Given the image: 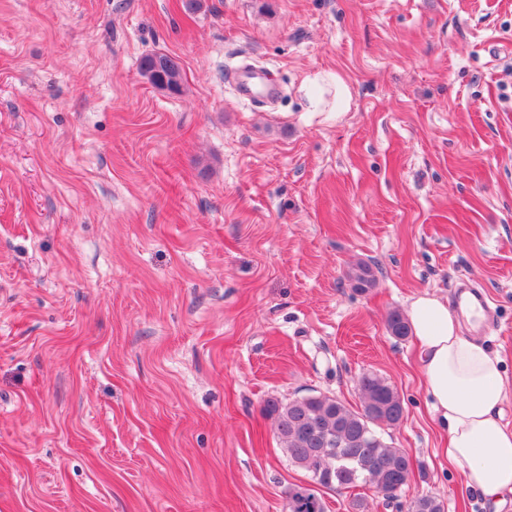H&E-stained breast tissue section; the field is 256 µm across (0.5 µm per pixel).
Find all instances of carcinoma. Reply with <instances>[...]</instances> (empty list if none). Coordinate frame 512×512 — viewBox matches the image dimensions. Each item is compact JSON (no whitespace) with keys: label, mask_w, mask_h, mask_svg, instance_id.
<instances>
[{"label":"carcinoma","mask_w":512,"mask_h":512,"mask_svg":"<svg viewBox=\"0 0 512 512\" xmlns=\"http://www.w3.org/2000/svg\"><path fill=\"white\" fill-rule=\"evenodd\" d=\"M142 75L154 86L178 93L182 86L179 63L170 55L154 51L140 63ZM354 286L373 285L372 268L359 264L350 275ZM389 333L403 339L409 326L394 311L387 318ZM361 409L352 410L327 395H310L284 402L266 400L263 411L273 420L277 438L293 464L310 474V482L288 493L287 512H325L321 489L351 490L370 487L394 500L413 474V463L402 448L388 443L379 428L394 426L403 418L396 389L373 373L358 380ZM408 512H445L443 501L426 494L408 505Z\"/></svg>","instance_id":"1"}]
</instances>
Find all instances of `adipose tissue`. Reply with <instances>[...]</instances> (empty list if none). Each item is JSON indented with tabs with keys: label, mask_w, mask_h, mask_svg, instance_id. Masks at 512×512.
I'll return each mask as SVG.
<instances>
[{
	"label": "adipose tissue",
	"mask_w": 512,
	"mask_h": 512,
	"mask_svg": "<svg viewBox=\"0 0 512 512\" xmlns=\"http://www.w3.org/2000/svg\"><path fill=\"white\" fill-rule=\"evenodd\" d=\"M407 322L419 365L448 436V456L483 497L512 494V429L501 421L506 400L500 357L464 332L445 301L413 298Z\"/></svg>",
	"instance_id": "adipose-tissue-1"
}]
</instances>
